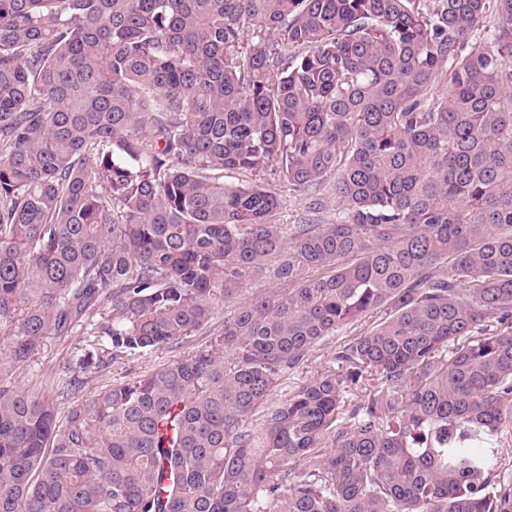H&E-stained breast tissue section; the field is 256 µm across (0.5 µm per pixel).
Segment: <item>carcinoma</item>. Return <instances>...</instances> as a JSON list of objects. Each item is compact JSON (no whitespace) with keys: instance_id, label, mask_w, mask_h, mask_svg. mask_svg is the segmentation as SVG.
<instances>
[{"instance_id":"cac0c4a2","label":"carcinoma","mask_w":512,"mask_h":512,"mask_svg":"<svg viewBox=\"0 0 512 512\" xmlns=\"http://www.w3.org/2000/svg\"><path fill=\"white\" fill-rule=\"evenodd\" d=\"M511 432L512 0H0V512H512ZM324 207L320 213L312 214L307 209V200L303 197L284 193L282 206L277 216L278 224H306L317 218L322 224H336L343 220L345 210L337 203L334 196L326 194ZM310 219V222L309 220ZM235 305L226 303L219 309L208 328L190 336L186 342H181L170 350L148 351L141 356H128L112 362L105 370L98 374L86 375L84 383L79 388L75 397L80 400L91 398L106 385L117 384L134 376L143 375L151 370L167 363L184 352L192 351L197 346L204 345L221 329L224 319L234 315ZM216 328L214 331L213 329ZM380 315V312L368 315L360 322L354 324L352 328H347V330L341 331L338 335L327 337L319 342L311 351L308 361L300 368L286 375L281 382L280 388L274 393L273 399L284 400L288 398V393L297 388V386L305 383L313 375H316L324 369L337 368V365L333 361L336 346L355 334H361L370 330V328L375 325ZM82 344L77 343V336L68 339L50 336L41 354L16 370L11 381L19 387L37 390L55 399V388L66 385L71 376L64 372L63 367L81 353Z\"/></svg>"}]
</instances>
